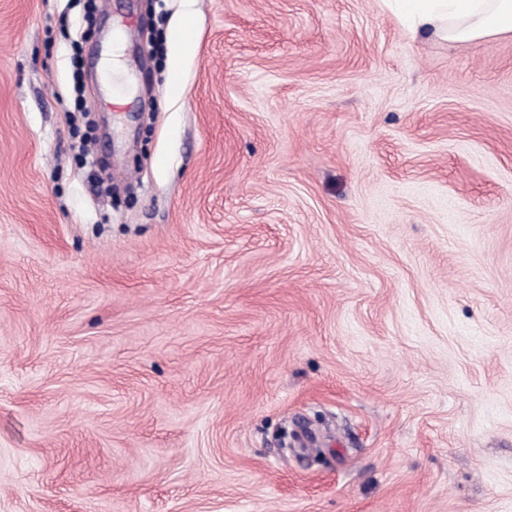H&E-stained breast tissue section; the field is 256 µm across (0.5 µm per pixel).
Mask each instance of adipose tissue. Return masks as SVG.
<instances>
[{
  "instance_id": "1",
  "label": "adipose tissue",
  "mask_w": 512,
  "mask_h": 512,
  "mask_svg": "<svg viewBox=\"0 0 512 512\" xmlns=\"http://www.w3.org/2000/svg\"><path fill=\"white\" fill-rule=\"evenodd\" d=\"M417 34L451 43L512 35V0H393Z\"/></svg>"
}]
</instances>
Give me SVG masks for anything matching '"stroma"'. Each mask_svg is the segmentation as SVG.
Segmentation results:
<instances>
[{"label":"stroma","mask_w":512,"mask_h":512,"mask_svg":"<svg viewBox=\"0 0 512 512\" xmlns=\"http://www.w3.org/2000/svg\"><path fill=\"white\" fill-rule=\"evenodd\" d=\"M0 512H512V36L0 0Z\"/></svg>","instance_id":"obj_1"}]
</instances>
